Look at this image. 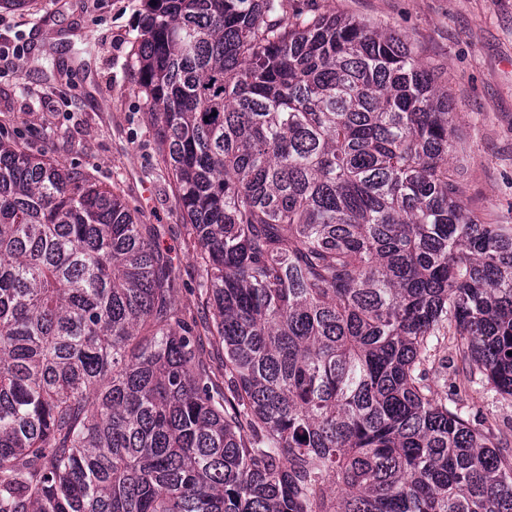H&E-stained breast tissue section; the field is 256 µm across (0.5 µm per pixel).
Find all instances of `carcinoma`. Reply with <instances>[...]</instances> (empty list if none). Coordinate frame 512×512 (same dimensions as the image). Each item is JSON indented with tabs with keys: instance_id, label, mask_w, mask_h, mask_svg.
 <instances>
[{
	"instance_id": "cac0c4a2",
	"label": "carcinoma",
	"mask_w": 512,
	"mask_h": 512,
	"mask_svg": "<svg viewBox=\"0 0 512 512\" xmlns=\"http://www.w3.org/2000/svg\"><path fill=\"white\" fill-rule=\"evenodd\" d=\"M208 318L119 185L0 140V512H512V225L448 169L398 35L288 0H144L132 64ZM224 347V388L199 361ZM432 355L425 362L424 368L427 372L426 384L434 399L439 403L457 406L470 419L479 418L485 426L501 431L511 441L512 451V399H504L481 386L459 385L453 390L455 375L452 358L455 359V352L447 339Z\"/></svg>"
}]
</instances>
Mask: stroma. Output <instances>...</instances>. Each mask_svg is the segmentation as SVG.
<instances>
[{
  "label": "stroma",
  "mask_w": 512,
  "mask_h": 512,
  "mask_svg": "<svg viewBox=\"0 0 512 512\" xmlns=\"http://www.w3.org/2000/svg\"><path fill=\"white\" fill-rule=\"evenodd\" d=\"M289 9L347 14L400 34L440 75L455 136L448 155L468 210L512 224V0H288ZM142 0H32L0 9V138L119 183L172 259L180 303L201 314L196 258L136 92L132 54ZM451 343L425 363L436 401L512 440V399L455 386Z\"/></svg>",
  "instance_id": "stroma-1"
}]
</instances>
